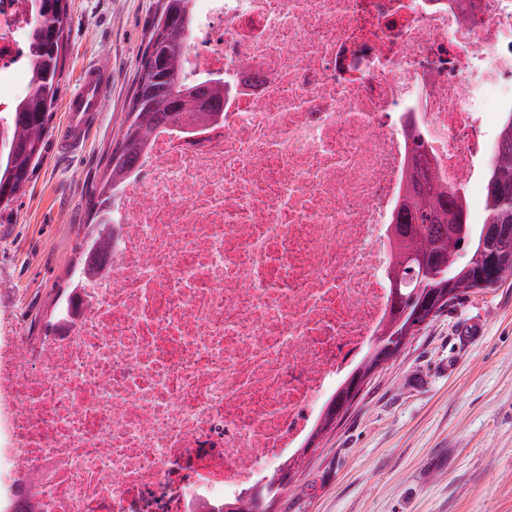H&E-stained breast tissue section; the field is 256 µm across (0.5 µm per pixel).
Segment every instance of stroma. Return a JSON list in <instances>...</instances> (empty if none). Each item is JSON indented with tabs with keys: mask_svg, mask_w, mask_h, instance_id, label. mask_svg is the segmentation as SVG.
Instances as JSON below:
<instances>
[{
	"mask_svg": "<svg viewBox=\"0 0 512 512\" xmlns=\"http://www.w3.org/2000/svg\"><path fill=\"white\" fill-rule=\"evenodd\" d=\"M158 0H69L42 158L0 218V328L35 336L77 280L87 197L118 138ZM112 70L84 151L54 142L87 60ZM480 334L464 337L470 323ZM309 453L278 512H512V284L469 297L413 336Z\"/></svg>",
	"mask_w": 512,
	"mask_h": 512,
	"instance_id": "obj_1",
	"label": "stroma"
}]
</instances>
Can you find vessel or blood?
<instances>
[{"label":"vessel or blood","instance_id":"1","mask_svg":"<svg viewBox=\"0 0 512 512\" xmlns=\"http://www.w3.org/2000/svg\"><path fill=\"white\" fill-rule=\"evenodd\" d=\"M111 84L112 72L108 67L93 62L82 69L79 86L65 105L66 118L55 142L56 153L67 156L80 153L99 119L101 102Z\"/></svg>","mask_w":512,"mask_h":512}]
</instances>
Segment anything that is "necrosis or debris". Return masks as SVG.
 <instances>
[{
  "label": "necrosis or debris",
  "instance_id": "1",
  "mask_svg": "<svg viewBox=\"0 0 512 512\" xmlns=\"http://www.w3.org/2000/svg\"><path fill=\"white\" fill-rule=\"evenodd\" d=\"M37 0H0V112ZM184 72L220 117L155 131L92 294L0 336L11 512H222L317 425L386 319L410 129L484 181L512 106V0H195Z\"/></svg>",
  "mask_w": 512,
  "mask_h": 512
}]
</instances>
